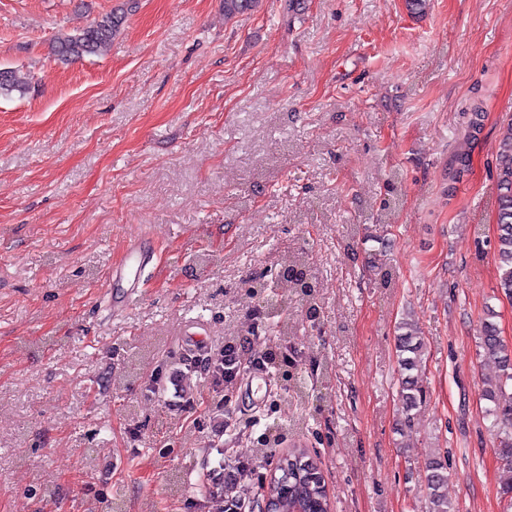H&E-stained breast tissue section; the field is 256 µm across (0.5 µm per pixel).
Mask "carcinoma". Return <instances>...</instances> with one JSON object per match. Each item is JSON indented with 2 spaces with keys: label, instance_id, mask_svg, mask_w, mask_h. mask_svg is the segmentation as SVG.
<instances>
[{
  "label": "carcinoma",
  "instance_id": "cac0c4a2",
  "mask_svg": "<svg viewBox=\"0 0 512 512\" xmlns=\"http://www.w3.org/2000/svg\"><path fill=\"white\" fill-rule=\"evenodd\" d=\"M258 0H224V17L231 18L252 9ZM124 13L109 12L94 19L86 27L74 33L57 36L53 51L65 61L80 60L101 53L111 43L112 36L122 25ZM29 89L27 77L14 68H0V95L14 92L25 94ZM484 108L476 105L469 118V137L476 138L483 127ZM498 209L496 216L497 256L496 288L499 293L512 299V123L507 125L499 140L496 158ZM283 266L298 268L301 276L282 280L270 277L250 290L249 298L264 301V313L253 325L257 336H274L284 339L295 333V326L288 321V295L299 298L305 306L308 318L317 316V297L320 285L311 273L307 253L298 249L285 257ZM396 342L398 368V396L404 416L403 425L411 423L412 411L427 400V392L421 384L424 363V342L417 336L413 323L399 325ZM479 355L494 362L497 368L495 380L483 391L487 401L486 414L490 419L489 431L497 446L494 453L502 473V493L512 497V346L508 345L497 326L491 320L482 323L478 336ZM264 360L276 368L284 380L292 379V366L282 358L278 350L269 348ZM426 471V498L428 512H456V506L448 501V464L439 455L424 462ZM288 491V512H330L331 502L323 475L305 450L294 448L276 462L274 475L258 485L257 497L248 503L224 496V485L218 481L202 483L204 495L225 497V512H253L260 501L267 497L278 500Z\"/></svg>",
  "mask_w": 512,
  "mask_h": 512
}]
</instances>
